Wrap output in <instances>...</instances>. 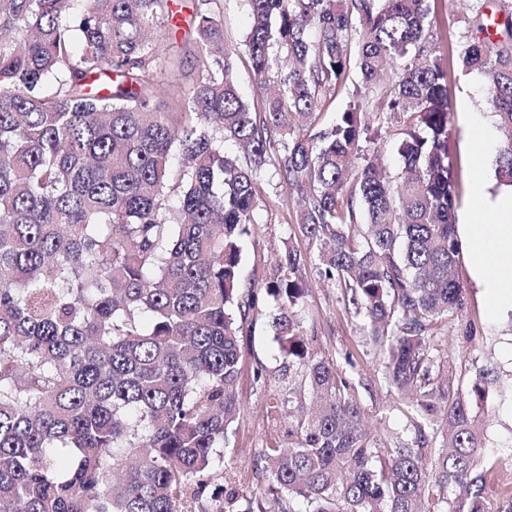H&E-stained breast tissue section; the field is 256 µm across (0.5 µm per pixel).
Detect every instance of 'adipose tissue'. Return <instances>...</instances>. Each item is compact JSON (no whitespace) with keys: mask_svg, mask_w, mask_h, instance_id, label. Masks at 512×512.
Masks as SVG:
<instances>
[{"mask_svg":"<svg viewBox=\"0 0 512 512\" xmlns=\"http://www.w3.org/2000/svg\"><path fill=\"white\" fill-rule=\"evenodd\" d=\"M477 212H489L488 221L470 225L469 254L477 280L497 302L512 306V193L487 207L476 194Z\"/></svg>","mask_w":512,"mask_h":512,"instance_id":"adipose-tissue-1","label":"adipose tissue"}]
</instances>
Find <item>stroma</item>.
Listing matches in <instances>:
<instances>
[{
	"mask_svg": "<svg viewBox=\"0 0 512 512\" xmlns=\"http://www.w3.org/2000/svg\"><path fill=\"white\" fill-rule=\"evenodd\" d=\"M441 38L440 53L448 67V102L451 109L449 156L451 176L457 201L455 224L457 238L462 247L456 266V278L466 291L467 307L464 320L472 321L479 335L487 339L483 348L468 357V370L483 366L494 367L501 383L512 382V310L493 309L491 297L480 288L474 277L465 225L475 223L471 198L475 182H482L489 199H496L504 192L495 176V150L501 145L499 132H492L491 151L477 156L473 137L480 123L494 124L495 118L488 108L479 75L462 73L457 49L468 29L469 10L466 0H431ZM224 41L237 48L235 77L244 100L253 102L258 88L242 46L248 33V11L244 0H224ZM264 196L255 213L256 222L251 233L242 243L241 277L243 283L262 285L268 281L277 257L287 247L307 250V243L292 236L290 225L295 210L281 200L283 189L280 175L275 168L267 167L260 173ZM304 277L311 286L304 313L305 326L314 331V347L321 354L335 358L342 374L358 388V398L366 408L368 430L381 438L407 437L408 425L402 413L401 401L390 393L377 379L376 364L362 346L363 331L360 319L346 315L341 301V291L334 285L320 280L314 262H306ZM353 353V363H346L345 353ZM282 356L273 340L269 327V310L260 308L254 314L252 328L243 336L242 374L237 393L242 405L241 414L233 426L225 449L227 457L236 460L234 476L246 479L251 475L246 461L254 450L285 435L288 420L283 413L268 410L263 394L256 389L253 371L263 365L277 370ZM486 416L487 445L501 458L504 468L497 483L512 481V394L490 393L486 402L476 407Z\"/></svg>",
	"mask_w": 512,
	"mask_h": 512,
	"instance_id": "1",
	"label": "stroma"
}]
</instances>
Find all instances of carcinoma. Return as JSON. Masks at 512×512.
Segmentation results:
<instances>
[{
    "mask_svg": "<svg viewBox=\"0 0 512 512\" xmlns=\"http://www.w3.org/2000/svg\"><path fill=\"white\" fill-rule=\"evenodd\" d=\"M260 102L239 94L224 0H0V512H512L469 388L434 348L462 316L447 70L431 0H247ZM459 57L483 79L512 187V22L469 0ZM81 34L75 48L72 31ZM192 57L188 90L162 78ZM328 126L320 115L349 86ZM54 83L51 91L44 85ZM407 118L388 177L359 142ZM233 141L244 157L229 156ZM182 166L172 169L173 148ZM272 166L319 274L361 319L407 439L369 438L357 387L303 330L292 247L262 287L241 280L257 172ZM274 302L288 370L253 381L287 440L255 451L264 482L224 484L240 415L241 338ZM462 350L484 344L472 324Z\"/></svg>",
    "mask_w": 512,
    "mask_h": 512,
    "instance_id": "cac0c4a2",
    "label": "carcinoma"
}]
</instances>
